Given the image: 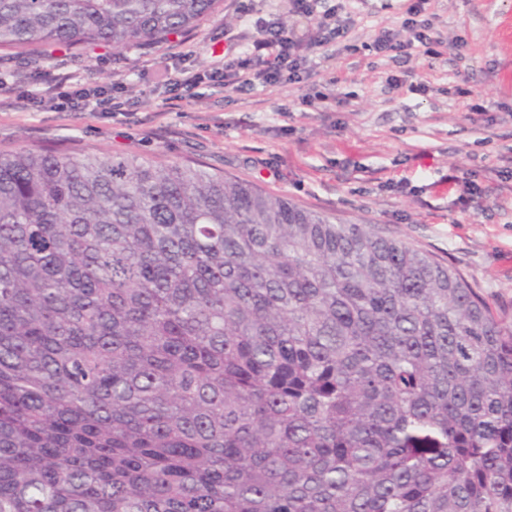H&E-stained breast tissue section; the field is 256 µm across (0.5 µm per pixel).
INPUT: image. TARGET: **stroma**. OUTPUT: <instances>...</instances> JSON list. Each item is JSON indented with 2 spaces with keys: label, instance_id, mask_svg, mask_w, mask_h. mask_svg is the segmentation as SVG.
Returning <instances> with one entry per match:
<instances>
[{
  "label": "stroma",
  "instance_id": "stroma-1",
  "mask_svg": "<svg viewBox=\"0 0 512 512\" xmlns=\"http://www.w3.org/2000/svg\"><path fill=\"white\" fill-rule=\"evenodd\" d=\"M350 9L357 54L317 48L308 84L248 95L217 93L205 81L174 99L168 80L241 56L258 36L256 19L306 33L312 20L289 0H223L189 34L154 48L55 51L44 67L128 99L135 123L47 104L3 108L0 150L38 144L195 161L339 221L373 225L456 268L492 305L511 306L512 0H430L442 55L417 53L408 63L430 84L423 95L389 82L397 65L371 48L379 30L398 29L404 0H352ZM321 89L334 104L302 105Z\"/></svg>",
  "mask_w": 512,
  "mask_h": 512
}]
</instances>
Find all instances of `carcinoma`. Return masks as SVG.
<instances>
[{"mask_svg": "<svg viewBox=\"0 0 512 512\" xmlns=\"http://www.w3.org/2000/svg\"><path fill=\"white\" fill-rule=\"evenodd\" d=\"M221 2L0 0V56ZM0 512H512L509 309L199 163L0 151Z\"/></svg>", "mask_w": 512, "mask_h": 512, "instance_id": "obj_1", "label": "carcinoma"}]
</instances>
